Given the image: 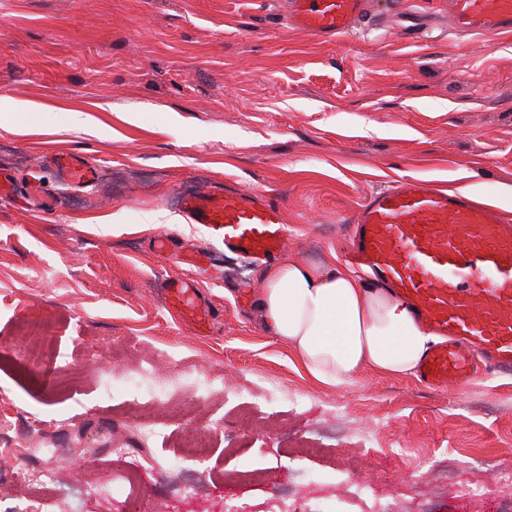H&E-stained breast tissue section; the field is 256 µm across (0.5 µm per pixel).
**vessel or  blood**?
Segmentation results:
<instances>
[{"label": "vessel or blood", "mask_w": 512, "mask_h": 512, "mask_svg": "<svg viewBox=\"0 0 512 512\" xmlns=\"http://www.w3.org/2000/svg\"><path fill=\"white\" fill-rule=\"evenodd\" d=\"M289 23L320 38L356 30L369 0H286ZM463 32H512V0H448ZM48 161L77 184L98 170L78 155ZM180 212L212 239L251 260L277 256L287 228L277 204L251 191L215 187L182 197ZM350 260L394 288L436 336L419 366L429 387L468 383L480 370L512 374V215L471 195L420 180H398L374 192L354 216ZM167 302L192 326L207 318L187 286Z\"/></svg>", "instance_id": "b4317fda"}]
</instances>
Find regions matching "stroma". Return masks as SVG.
<instances>
[{
	"instance_id": "stroma-1",
	"label": "stroma",
	"mask_w": 512,
	"mask_h": 512,
	"mask_svg": "<svg viewBox=\"0 0 512 512\" xmlns=\"http://www.w3.org/2000/svg\"><path fill=\"white\" fill-rule=\"evenodd\" d=\"M0 98L37 115L0 112V172L18 190L0 196V414L54 423L0 447V512L30 461L62 475L34 491L44 512H116L81 493L89 482L165 512L167 478L129 488L124 475L145 454L189 458L203 425L214 446L180 478H206L208 494L175 512H224L228 498L241 512H368L357 481L391 512H512V376L435 391L364 367L352 384L316 383L262 322L263 265L177 208L219 183L261 192L283 210V255L311 263L343 255L361 204L401 178L512 212V35L454 29L448 0H375L339 42L290 27L282 0H0ZM71 108L94 130L71 127ZM54 151L98 167V182L64 181ZM36 184L52 209L24 200ZM152 212L169 223H144ZM179 281L209 307L207 332L167 309ZM38 322L53 338L24 369ZM155 374L186 390L147 439L126 415L139 391L121 385ZM116 436L130 456L108 454Z\"/></svg>"
}]
</instances>
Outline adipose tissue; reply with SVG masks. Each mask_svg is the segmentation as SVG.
Instances as JSON below:
<instances>
[{
	"label": "adipose tissue",
	"instance_id": "adipose-tissue-1",
	"mask_svg": "<svg viewBox=\"0 0 512 512\" xmlns=\"http://www.w3.org/2000/svg\"><path fill=\"white\" fill-rule=\"evenodd\" d=\"M260 305L268 331L325 386L348 384L363 367L413 375L431 341L390 288L366 283L335 258L285 259L265 269Z\"/></svg>",
	"mask_w": 512,
	"mask_h": 512
}]
</instances>
